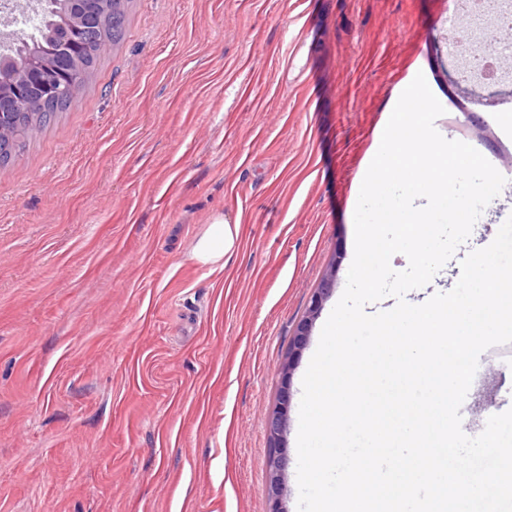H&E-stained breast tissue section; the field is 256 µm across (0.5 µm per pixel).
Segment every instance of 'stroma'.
<instances>
[{
	"instance_id": "stroma-1",
	"label": "stroma",
	"mask_w": 512,
	"mask_h": 512,
	"mask_svg": "<svg viewBox=\"0 0 512 512\" xmlns=\"http://www.w3.org/2000/svg\"><path fill=\"white\" fill-rule=\"evenodd\" d=\"M452 0H133L68 112L0 167V512H270L267 421L311 297L335 285L291 374L287 512L302 379L354 258L362 181L417 73L435 127L504 177L454 259L512 216V101L448 46ZM479 97L462 96L465 87ZM240 215L224 267L191 260ZM512 408L485 350L461 406Z\"/></svg>"
}]
</instances>
